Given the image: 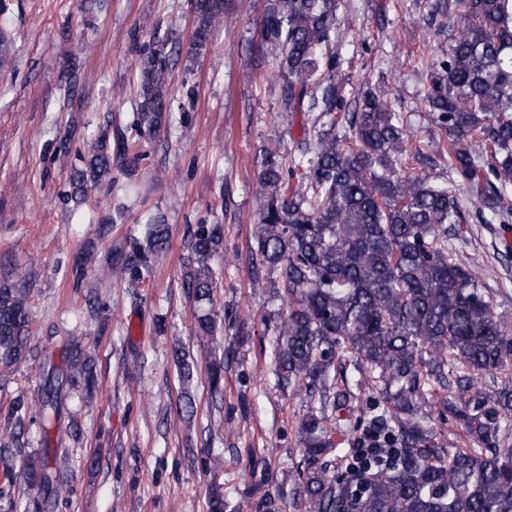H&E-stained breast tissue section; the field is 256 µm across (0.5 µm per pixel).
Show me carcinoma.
<instances>
[{"label":"carcinoma","mask_w":512,"mask_h":512,"mask_svg":"<svg viewBox=\"0 0 512 512\" xmlns=\"http://www.w3.org/2000/svg\"><path fill=\"white\" fill-rule=\"evenodd\" d=\"M456 32L435 55L426 74L425 109L445 131L430 148L448 165L476 203L477 215L512 219V0H457ZM195 48L206 46L229 0H188ZM338 0H266L261 37L278 59L280 107L298 112L304 102L311 121L310 157L288 162L278 149L266 151L258 167L265 198L255 235L260 264L278 273L271 283L288 298V316L276 325L272 373L276 385L305 392L317 401L301 418L297 433L304 469L292 497L303 512H512V448L429 447V431L417 404L432 386H447L448 366L491 374L512 361V325L471 269L448 251V225L459 216L458 200L445 186L424 178L404 181L407 133L387 93L366 91L351 104L336 88ZM172 53L154 48L138 60L139 110L128 135L100 131L72 169L69 197L79 203L88 190L112 180L114 160L136 169L139 142L168 126L172 105ZM348 132L336 133L339 121ZM475 142L479 150L467 147ZM308 184V191L299 188ZM169 246L168 226L156 216L143 239L114 249L109 272L138 288L153 275L154 257ZM224 248L220 224H196L186 240L182 286L194 303H213L217 271L211 261ZM25 276L0 277V366L33 356ZM210 312L195 316L201 339L214 335ZM170 356L183 391L177 412L194 416L192 391L197 362L175 342ZM352 363L344 385L380 392L374 430L403 450L389 462L349 464L350 476H369L354 494L349 481L322 459L343 449L330 421L351 405L336 389V369ZM92 356L75 344L65 375L43 371L37 398L19 394L0 425V476L37 491L44 503L68 493L63 480L68 453L48 440L60 422L63 386L89 391L96 384ZM210 394L224 393V358L210 361ZM464 412L467 434H487L480 396ZM38 424L44 447L24 454V436ZM251 512H281L280 497L263 491Z\"/></svg>","instance_id":"1"}]
</instances>
